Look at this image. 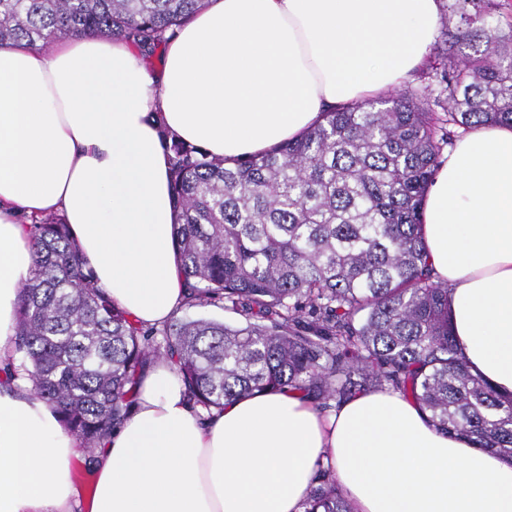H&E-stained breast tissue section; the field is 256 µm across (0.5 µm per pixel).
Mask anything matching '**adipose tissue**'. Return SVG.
I'll use <instances>...</instances> for the list:
<instances>
[{
	"label": "adipose tissue",
	"mask_w": 512,
	"mask_h": 512,
	"mask_svg": "<svg viewBox=\"0 0 512 512\" xmlns=\"http://www.w3.org/2000/svg\"><path fill=\"white\" fill-rule=\"evenodd\" d=\"M439 0H209L159 71L121 39L0 49V362L34 273L29 227L59 213L113 305L179 315L184 278L161 131L217 157L300 136L328 108L381 98L428 56ZM429 262L460 352L512 394V126L478 127L424 201ZM78 452L29 384L0 383V512H303L331 466L354 512H512V462L444 435L413 402L362 393L324 418L261 392L200 420L173 365L140 379L88 492Z\"/></svg>",
	"instance_id": "1"
}]
</instances>
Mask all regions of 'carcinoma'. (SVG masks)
Wrapping results in <instances>:
<instances>
[{
	"mask_svg": "<svg viewBox=\"0 0 512 512\" xmlns=\"http://www.w3.org/2000/svg\"><path fill=\"white\" fill-rule=\"evenodd\" d=\"M205 2L0 0V48L116 36L149 58ZM494 6L449 0L457 22L415 83L325 112L263 153L229 164L163 134L186 308L224 301L238 325L198 316L138 327L97 285L63 219L32 225L16 371L60 415L86 469L161 359L208 412L256 392L340 405L393 389L436 429L512 460V394L461 356L422 233L445 148L479 126L512 125V24L500 26ZM304 512H353L329 469L317 470Z\"/></svg>",
	"mask_w": 512,
	"mask_h": 512,
	"instance_id": "cac0c4a2",
	"label": "carcinoma"
}]
</instances>
